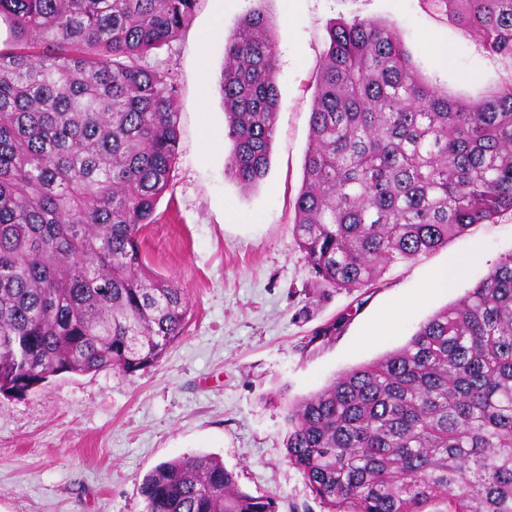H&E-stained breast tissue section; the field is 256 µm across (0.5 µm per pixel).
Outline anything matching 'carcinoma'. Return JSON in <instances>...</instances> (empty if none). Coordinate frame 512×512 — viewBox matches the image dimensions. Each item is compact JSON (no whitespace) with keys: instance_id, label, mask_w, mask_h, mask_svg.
I'll return each mask as SVG.
<instances>
[{"instance_id":"cac0c4a2","label":"carcinoma","mask_w":512,"mask_h":512,"mask_svg":"<svg viewBox=\"0 0 512 512\" xmlns=\"http://www.w3.org/2000/svg\"><path fill=\"white\" fill-rule=\"evenodd\" d=\"M199 0H0V393L157 364L188 306L145 270L142 230L180 139L177 88L147 67ZM512 59V0H443ZM277 45L254 10L225 45V174L268 171ZM294 236L348 292L512 211V82L476 98L425 83L393 25L329 30ZM289 463L322 512H512V252L410 339L288 405ZM144 512H278L206 454L157 465Z\"/></svg>"}]
</instances>
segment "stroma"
<instances>
[{
  "label": "stroma",
  "mask_w": 512,
  "mask_h": 512,
  "mask_svg": "<svg viewBox=\"0 0 512 512\" xmlns=\"http://www.w3.org/2000/svg\"><path fill=\"white\" fill-rule=\"evenodd\" d=\"M256 9L277 35L279 107L269 171L246 189L224 172L232 142L221 74L227 40ZM355 19L394 25L426 81L451 95L512 81V59L487 52L440 0H199L180 35L144 60L178 88L177 160L142 252L149 273L182 288L184 335L156 366L130 375L63 374L25 396L0 395V512H143V477L186 453L219 456L244 491L275 497L278 512H321L286 457L288 403L405 344L512 252L505 212L392 265L373 287L316 284L296 245L294 203L328 30ZM449 45L445 68L438 59ZM457 256L467 264L455 288L429 291ZM406 306L391 335L366 341L375 322ZM337 319L336 336L310 342Z\"/></svg>",
  "instance_id": "35a3bbf8"
}]
</instances>
